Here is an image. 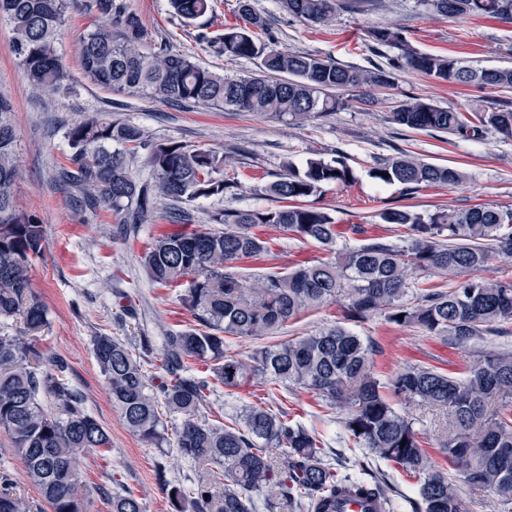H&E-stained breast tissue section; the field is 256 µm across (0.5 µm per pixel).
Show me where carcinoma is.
I'll use <instances>...</instances> for the list:
<instances>
[{"label":"carcinoma","mask_w":512,"mask_h":512,"mask_svg":"<svg viewBox=\"0 0 512 512\" xmlns=\"http://www.w3.org/2000/svg\"><path fill=\"white\" fill-rule=\"evenodd\" d=\"M86 10L109 23L87 30L80 43L84 77L129 96L171 105L193 104L252 112L304 124L345 106L342 92L384 87L390 72L323 60L275 47L268 19L251 0H238L242 23L224 29L214 43L229 57L260 59L262 74L221 76L195 58L163 43L147 54L148 33L122 0H0V18L13 25V52L34 84L48 92L66 80L56 43L68 13ZM288 13L310 26L334 22L337 0H282ZM175 17L190 26L212 11L211 0H169ZM448 18L474 16L512 23V0H432ZM372 42L400 51L397 66L442 82L479 88L512 89V65L473 67L449 57L412 49L398 28L372 27ZM393 123L411 130L480 140L494 132L512 139V109L475 112L468 117L413 99L397 106ZM68 166L56 183L77 194L89 209L107 206L121 224H141L155 199L168 201L166 220L191 224L187 205L201 197L224 196L234 184L224 180V155L178 141H153L143 130L91 112L63 126ZM145 155L150 178L133 168ZM373 178L407 191L424 186H455L461 173L449 166L406 154L384 159ZM352 169L342 160H309L293 167L268 188L273 205L263 209L220 210L208 231H173L157 237L144 255L148 278L176 288L190 278L182 296L196 323L166 336L158 385L147 378L148 343L132 352L114 336L93 338V354L112 403L126 427L157 448L169 443L158 412L164 404L182 416L175 448L185 460L206 467L187 487L174 488L173 512H256L263 497L267 512L279 506L301 512H336V496L376 498L383 512H401L398 495L386 479L367 468L356 476L339 474L322 440L284 408L245 407L229 422L200 417L217 385L233 390L250 383H275L315 394L325 405L345 411L344 428L367 454L395 463L418 478L410 512H471L459 485L490 492L499 512H512V352L483 353L457 377L430 367L410 366L384 381L375 370L376 348L346 327L375 314L389 323L416 327L461 346L476 337L509 333L512 278L482 275L492 262L512 263V209L476 205L464 210L416 211L389 207L381 215L391 229L407 230L394 241L363 238L336 252L334 259L300 264L286 273H267L248 284L238 263L260 260L268 241L254 232L266 226L328 249L339 237L334 217L305 203L327 185H347ZM22 178L15 112L0 96V319L20 317L23 335H0V430L7 433L28 479L52 512H84L78 457L108 448V431L87 410L66 377L62 358H44L34 340L48 322L47 310L32 291L30 261L43 249L37 219L19 208L15 187ZM446 276L449 288L423 287L418 273ZM331 304L343 321L308 336L263 346L250 355L227 353L225 336L261 338L289 320ZM403 319H398V316ZM204 363L210 378L195 374ZM57 413L46 412L40 394ZM426 407L446 417L437 448L455 475L444 472L426 451L427 433L395 402ZM9 468L0 467V512H28L12 491ZM111 512H145L140 498L126 490L112 495Z\"/></svg>","instance_id":"cac0c4a2"}]
</instances>
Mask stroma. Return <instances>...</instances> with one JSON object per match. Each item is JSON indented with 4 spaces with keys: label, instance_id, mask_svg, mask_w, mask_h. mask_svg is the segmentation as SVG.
Segmentation results:
<instances>
[{
    "label": "stroma",
    "instance_id": "obj_1",
    "mask_svg": "<svg viewBox=\"0 0 512 512\" xmlns=\"http://www.w3.org/2000/svg\"><path fill=\"white\" fill-rule=\"evenodd\" d=\"M149 33L144 52L170 42L203 66L228 77L258 74L256 58L225 56L212 38L224 27L237 24L238 0H212L213 11L202 24L187 26L169 11L167 0H124ZM269 20L277 48L308 53L322 59L363 67L380 65L393 77L386 88L367 87L344 92L345 105L333 114L296 125L250 112L214 111L201 107L176 108L152 99L128 97L85 80L81 72L80 38L96 20L78 9L64 25L58 52L73 86L67 95L48 96L30 82L12 50V28L0 20V94L16 112L18 155L23 170L16 196L34 214L44 230L43 249L31 259V282L47 309L48 326L36 345L45 357L59 356L70 366L69 377L82 394L88 411L108 431L110 449L90 450L79 466L88 512H110L107 495L122 486L141 497L146 512H171L172 487L195 476L193 466L176 448H154L124 424L113 406L95 361L92 340L107 333L130 343L147 338L161 350L163 338L193 326L195 319L182 305L179 289L153 284L142 265L150 241L172 232L163 217L164 202H157L147 221L123 231L110 208L85 210L54 181L57 168L67 162V146L59 121L72 122L89 112H106L139 126L156 141L174 140L215 149L224 154V177L233 192L224 197L191 202L196 229L210 226V214L227 209L265 208L266 189L288 166L304 167L312 159L339 158L353 170L354 182L324 188L318 204L335 218L342 233L338 247H352L357 235L349 228L364 225L374 236L385 237L389 227L381 218L389 207L412 210H461L476 204L512 209V139L495 133L470 141L445 133L415 131L394 124L393 109L420 98L457 112H490L512 109V89L477 88L448 84L396 67L397 50L374 52L367 32L374 26L401 28L416 50L458 59L466 65L512 64V25L468 16L446 18L428 0H370L359 9L342 8L328 27H312L281 7L279 0H252ZM405 152L417 159L458 169L459 185L429 186L406 193L397 184H382L371 171L388 157ZM270 243L263 259H246L245 276L269 271L285 272L295 264L329 259L320 245L261 228ZM342 311L331 305L312 309L289 320L272 339L229 337L231 353L246 356L266 342H282L318 331L339 321ZM379 347L377 371L391 377L400 369L421 365L453 375L463 374L483 352L512 346V335L486 336L465 346H451L415 327L390 324L375 315L353 328ZM259 401L281 403L291 417L302 422L333 453L340 469L368 464L403 494L413 497L416 480L402 468L354 450L343 430L345 414L325 406L314 394L297 389L269 391L245 386L233 395L210 396L202 415L223 420L246 405ZM165 467V481H158L157 467Z\"/></svg>",
    "mask_w": 512,
    "mask_h": 512
}]
</instances>
